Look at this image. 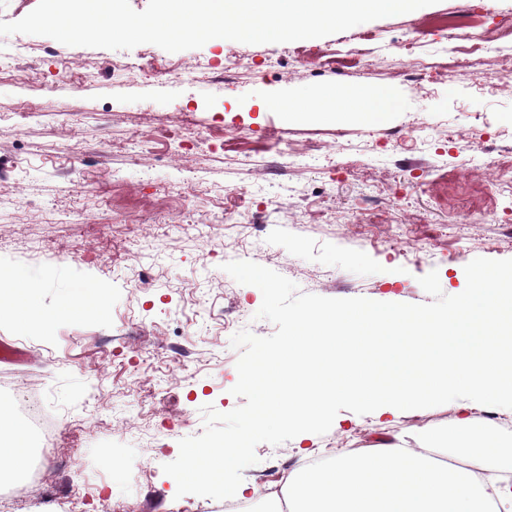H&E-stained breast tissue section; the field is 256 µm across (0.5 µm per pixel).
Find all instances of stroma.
Here are the masks:
<instances>
[{
    "label": "stroma",
    "mask_w": 512,
    "mask_h": 512,
    "mask_svg": "<svg viewBox=\"0 0 512 512\" xmlns=\"http://www.w3.org/2000/svg\"><path fill=\"white\" fill-rule=\"evenodd\" d=\"M508 20L512 0H438L322 38L176 53L0 36V271L17 279L0 337L27 352L12 370L43 377L59 425L51 448L28 435L25 461L41 465L46 490L10 512H206L210 498L177 496L162 466L202 434V406L243 405L232 336L276 330L256 316L260 290L224 263L255 262L302 293L426 303L418 279L430 271L456 295L474 258L512 259L507 61L472 67L452 50L460 27ZM417 26L438 63L421 83L402 49ZM359 30L373 37L360 57ZM309 48L357 66L312 72L296 60ZM239 57L249 69L224 81L203 68ZM60 60L70 78L58 77ZM383 86L400 106L377 122L314 106ZM281 99L296 108L273 109ZM472 413L502 444L489 467L512 480V411ZM460 415L454 401L390 424L344 410L326 434L259 444L243 481L261 491L274 463L291 471Z\"/></svg>",
    "instance_id": "35a3bbf8"
}]
</instances>
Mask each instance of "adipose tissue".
<instances>
[{
  "label": "adipose tissue",
  "instance_id": "obj_1",
  "mask_svg": "<svg viewBox=\"0 0 512 512\" xmlns=\"http://www.w3.org/2000/svg\"><path fill=\"white\" fill-rule=\"evenodd\" d=\"M476 423L464 416L456 429L398 434L368 451L295 469L283 496L269 497L266 512H512V481L483 474L477 458L466 466L441 459L451 448L496 447V440L476 439ZM249 446V435H242L223 459L198 464L211 493L246 498L247 487L227 485L223 476L240 465Z\"/></svg>",
  "mask_w": 512,
  "mask_h": 512
}]
</instances>
